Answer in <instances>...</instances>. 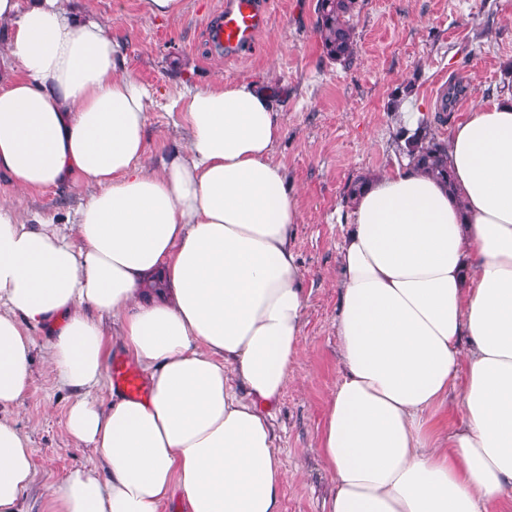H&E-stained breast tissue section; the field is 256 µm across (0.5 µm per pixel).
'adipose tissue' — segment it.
<instances>
[{
    "mask_svg": "<svg viewBox=\"0 0 512 512\" xmlns=\"http://www.w3.org/2000/svg\"><path fill=\"white\" fill-rule=\"evenodd\" d=\"M125 49L69 0H0V177L92 186L69 225L0 201V407L45 332L74 392L70 473L46 512H282L272 408L301 352L300 213L272 155L281 125L255 82L172 100L183 147L145 162L153 94ZM446 188L413 165L367 175L337 220L340 378L319 453L327 512H488L512 499V94L448 131ZM144 401L97 394L113 348ZM35 477L0 416V512Z\"/></svg>",
    "mask_w": 512,
    "mask_h": 512,
    "instance_id": "1",
    "label": "adipose tissue"
}]
</instances>
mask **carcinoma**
Returning a JSON list of instances; mask_svg holds the SVG:
<instances>
[{
	"label": "carcinoma",
	"instance_id": "obj_1",
	"mask_svg": "<svg viewBox=\"0 0 512 512\" xmlns=\"http://www.w3.org/2000/svg\"><path fill=\"white\" fill-rule=\"evenodd\" d=\"M356 0H317V29L329 58L347 62L355 53L351 23ZM402 152L421 170L453 189L447 154L442 141L425 128L404 138Z\"/></svg>",
	"mask_w": 512,
	"mask_h": 512
}]
</instances>
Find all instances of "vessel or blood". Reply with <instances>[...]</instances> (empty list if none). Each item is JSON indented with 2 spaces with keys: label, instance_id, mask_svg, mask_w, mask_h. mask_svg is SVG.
Instances as JSON below:
<instances>
[{
  "label": "vessel or blood",
  "instance_id": "obj_1",
  "mask_svg": "<svg viewBox=\"0 0 512 512\" xmlns=\"http://www.w3.org/2000/svg\"><path fill=\"white\" fill-rule=\"evenodd\" d=\"M269 20L267 0H227L217 10L214 22L207 24V38L225 59L233 60L256 47L258 37ZM110 375L113 386L127 397L139 401L148 397L149 387L134 364L114 359Z\"/></svg>",
  "mask_w": 512,
  "mask_h": 512
}]
</instances>
